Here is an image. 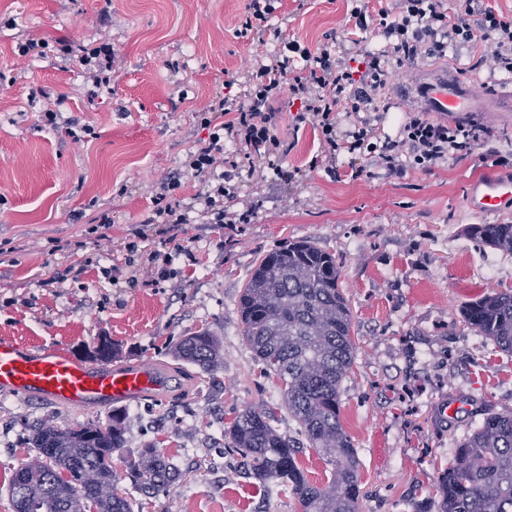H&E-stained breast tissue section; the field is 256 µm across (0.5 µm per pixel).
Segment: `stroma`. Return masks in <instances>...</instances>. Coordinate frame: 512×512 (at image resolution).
Masks as SVG:
<instances>
[{
	"instance_id": "35a3bbf8",
	"label": "stroma",
	"mask_w": 512,
	"mask_h": 512,
	"mask_svg": "<svg viewBox=\"0 0 512 512\" xmlns=\"http://www.w3.org/2000/svg\"><path fill=\"white\" fill-rule=\"evenodd\" d=\"M248 0H0V338L57 347L92 361L108 340L115 366L152 362L168 383L161 400L71 409L39 397L0 396V512H13L10 478L35 450L41 421L60 426L125 418L126 443L112 454L124 472L141 448H158L182 476L147 497L119 487L133 512H300L290 489L262 486L237 471L224 431L246 408L277 407L283 436L298 425L280 409L279 381L263 372L241 336L238 299L257 259L307 240L330 252L349 301L357 356L342 385L340 419L358 453L360 512H440L438 479L452 450L489 413L512 412V354L467 326L463 311L512 290V255L478 246L473 224H512V209L474 212L472 183L512 175V73L481 66L477 49L451 43L444 56L397 62L385 41L356 30L351 0H281L261 30L241 34ZM317 49L337 43L382 52L388 74L376 112L382 135L402 139L408 107L425 74L445 71L481 85L477 143L425 170L401 155L400 174L371 166L351 176L349 154L328 161L319 128L296 119L288 91L273 103L288 146L292 180L237 178L226 221L212 223L198 182L177 197L187 252L171 255L161 237L137 242L158 253L155 283L126 266L125 246L167 177L205 138L197 108L228 92L245 101L246 73L270 63L282 38ZM31 38L44 55L20 58ZM93 48L110 41V88L93 87L57 44ZM63 121L45 124L50 97ZM248 223H239L242 213ZM112 223L94 228L101 215ZM208 329L223 345L214 373L176 360L171 347ZM454 402V417L442 415Z\"/></svg>"
}]
</instances>
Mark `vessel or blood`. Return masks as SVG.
Returning a JSON list of instances; mask_svg holds the SVG:
<instances>
[{
  "mask_svg": "<svg viewBox=\"0 0 512 512\" xmlns=\"http://www.w3.org/2000/svg\"><path fill=\"white\" fill-rule=\"evenodd\" d=\"M421 97L426 108L445 115L473 111L476 101L472 85L445 73L424 81ZM469 204L484 213L512 207V177L484 182L470 193ZM166 388L164 378L149 363L133 368L92 364L60 349L33 350L13 339H0V395L37 396L73 409L107 408L161 396Z\"/></svg>",
  "mask_w": 512,
  "mask_h": 512,
  "instance_id": "b4317fda",
  "label": "vessel or blood"
}]
</instances>
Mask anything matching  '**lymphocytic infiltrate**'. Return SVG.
I'll return each mask as SVG.
<instances>
[{
  "label": "lymphocytic infiltrate",
  "instance_id": "lymphocytic-infiltrate-1",
  "mask_svg": "<svg viewBox=\"0 0 512 512\" xmlns=\"http://www.w3.org/2000/svg\"><path fill=\"white\" fill-rule=\"evenodd\" d=\"M479 15L483 36H476L468 18ZM351 15L358 28L374 25L384 39L392 40L391 52L397 60L417 59L442 52L444 39L463 44L479 43L480 63L489 70L512 71V17L500 15L486 0H463L458 12L440 10L436 0H395L392 8L376 14L355 7ZM251 85L244 103L218 94L197 111L207 139L191 151L181 176L171 177L155 193L152 209L136 229L137 238L155 234L164 237L175 253L184 247L176 234L185 216L176 192L182 178L197 180L203 186L199 199L215 223L224 221V202L234 198L232 185L239 170H246L256 182L266 181L268 173L282 174L281 162L287 154L284 141L275 129L271 103L281 89H289L309 121L320 128L327 157L344 151L353 156L369 155L389 172H399L398 156L409 150L413 162L431 167L438 159L452 154L460 144L478 142L477 126H448L429 119L425 112L408 115L401 140L379 138L375 127L365 125L355 131L340 130L339 112H359L376 104L386 86V72L379 53L363 49L356 65L336 61L331 47L317 50L302 47L297 40H284L274 63L258 65L248 73ZM232 139L237 154L225 156L224 141ZM220 183H213V174Z\"/></svg>",
  "mask_w": 512,
  "mask_h": 512
}]
</instances>
